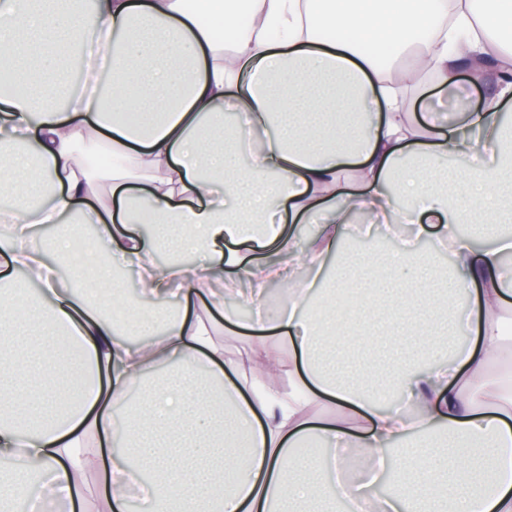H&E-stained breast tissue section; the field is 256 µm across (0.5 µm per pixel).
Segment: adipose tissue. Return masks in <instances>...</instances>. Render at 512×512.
I'll use <instances>...</instances> for the list:
<instances>
[{"label": "adipose tissue", "mask_w": 512, "mask_h": 512, "mask_svg": "<svg viewBox=\"0 0 512 512\" xmlns=\"http://www.w3.org/2000/svg\"><path fill=\"white\" fill-rule=\"evenodd\" d=\"M72 2L0 0V64L24 88L0 96V181L14 198L0 257L40 281L32 299L0 289V415L18 420L0 423V512L46 476L65 512L95 499L127 512L137 489L148 512H294L327 480L354 504L347 447L395 467L377 512H512V390L489 370L512 314V0H452L445 15L440 0ZM75 50L104 57L109 93L66 91ZM471 56L495 63L472 72L493 84L481 111H406L399 62L451 93ZM81 147L109 149L116 166L90 172ZM360 213L435 225L450 296L468 304L457 331L476 345L443 357L435 327L416 321L434 307L420 280L433 256L413 245L366 254L368 284L338 273L310 300L296 269L321 273ZM469 224L492 249L460 233ZM32 225L52 227L45 247ZM163 250L201 260L155 266ZM131 263L143 270L133 299L112 275ZM377 283L381 327L355 316L333 336L342 300L370 306ZM272 284L288 308L251 328L284 337L291 359L249 344L225 359L213 337L236 322L225 296L249 303ZM381 328L430 360L397 370L400 406L316 364L323 339L368 353ZM259 375L289 385L259 393ZM437 430L447 447L426 443ZM310 437L327 453L304 466L295 451Z\"/></svg>", "instance_id": "1"}]
</instances>
